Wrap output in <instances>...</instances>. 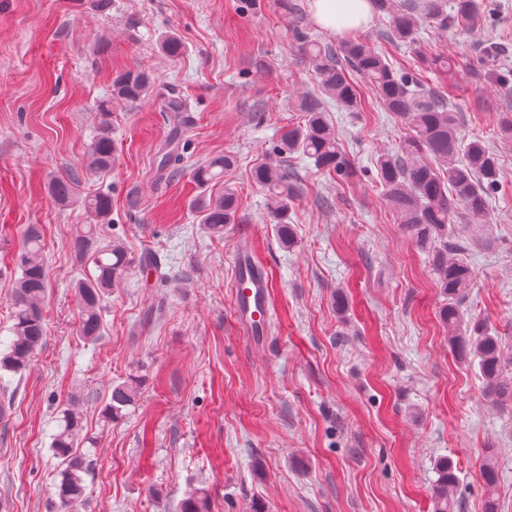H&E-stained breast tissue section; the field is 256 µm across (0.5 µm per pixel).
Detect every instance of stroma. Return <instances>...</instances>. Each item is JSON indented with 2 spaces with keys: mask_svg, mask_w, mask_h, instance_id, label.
<instances>
[{
  "mask_svg": "<svg viewBox=\"0 0 512 512\" xmlns=\"http://www.w3.org/2000/svg\"><path fill=\"white\" fill-rule=\"evenodd\" d=\"M278 0H0V341L11 334L14 262L27 225H37L49 281L46 340L23 373L0 375V512H56L51 443L70 392H80L92 463L86 499L72 512H181L201 492L210 512H433L439 459L452 461L461 512H483L487 459H494L500 512H512V397L482 394L472 361L448 342L447 298L428 254L382 197L375 160L395 153L404 130L371 90L347 112L328 102L355 174L321 173L310 160L288 170L303 193L289 214L286 248L252 168L302 115L289 103L318 84L296 51L294 29L336 35ZM479 33L426 23L397 48L374 19L364 35L396 69L418 53L448 58L449 76L423 72L460 118V136L482 137L503 168L489 228L454 225L473 272L460 302L465 321L501 336L512 378V0ZM187 46L173 60L160 39ZM496 44L495 70L478 65ZM141 67L174 87L191 110L182 129L183 170L157 179L168 116L144 99L112 107L115 161L87 168L99 133L97 105L118 71ZM236 163L225 179L240 223L210 237L191 207L198 164ZM76 175L81 193L112 198V236L132 256L154 254L168 282L132 269L103 307L104 329L78 331L76 279L88 274L71 250L85 211L58 205L51 179ZM268 271L274 326L248 347L233 326V261L241 240ZM344 310H337V297ZM143 381L140 401L105 422L112 382Z\"/></svg>",
  "mask_w": 512,
  "mask_h": 512,
  "instance_id": "35a3bbf8",
  "label": "stroma"
}]
</instances>
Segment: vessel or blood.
Returning <instances> with one entry per match:
<instances>
[{
    "label": "vessel or blood",
    "instance_id": "1",
    "mask_svg": "<svg viewBox=\"0 0 512 512\" xmlns=\"http://www.w3.org/2000/svg\"><path fill=\"white\" fill-rule=\"evenodd\" d=\"M234 325L251 344L263 343L268 334L266 322L271 308L266 270L245 251L235 259Z\"/></svg>",
    "mask_w": 512,
    "mask_h": 512
}]
</instances>
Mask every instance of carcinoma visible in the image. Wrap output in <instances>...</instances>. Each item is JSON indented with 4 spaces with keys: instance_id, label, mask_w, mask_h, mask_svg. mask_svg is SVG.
<instances>
[{
    "instance_id": "cac0c4a2",
    "label": "carcinoma",
    "mask_w": 512,
    "mask_h": 512,
    "mask_svg": "<svg viewBox=\"0 0 512 512\" xmlns=\"http://www.w3.org/2000/svg\"><path fill=\"white\" fill-rule=\"evenodd\" d=\"M371 3L375 14L388 22L387 39L394 45L408 46L415 43L418 28L424 22L434 23L441 29L474 31L483 25L485 9L479 0H455L451 7L448 0H371ZM296 40L298 52L312 65L320 95L336 99L351 111H361L364 99L352 81V74L356 73L375 92L378 105L393 113L407 128L397 154H382L375 161L386 201L415 244L429 250L438 284L448 298L440 318L448 326L450 345L462 357L478 358L487 392L512 395V382L503 375L504 357L499 338L478 324L469 326L463 321L459 301L471 284V269L461 259L448 260V247H464L459 241L448 243V225L460 219L480 227L489 223V208L501 183L496 154L480 138L463 142L457 114L448 106L444 92L437 87H423L421 79L412 72L392 68L369 39L347 38L334 48L298 31ZM161 49L176 59L184 54L185 45L180 37L169 34L162 39ZM153 91L152 78L143 69H128L113 78L110 97L98 105L102 131L87 157L92 172H105L114 161L115 146L108 132L112 103H134ZM320 95L298 98L295 109L304 113V121L288 127L272 146L271 153L275 156L299 153L312 159L318 169L348 178L352 176L351 165L339 147ZM159 99L164 112L179 113L187 109L183 96L174 92ZM433 160L446 163L448 170L439 171L431 164ZM182 161L177 133L173 132L157 152V172L167 177L174 175ZM233 166L234 159L224 155L205 161L193 172L197 187L205 191L220 187L218 194L194 200L202 223L215 238L224 237V226L239 222L236 193L224 184V174ZM251 178L265 191L270 216L279 224L281 243L291 246L294 235L288 213L302 194L300 183L288 169L273 163L254 167ZM51 195L61 205L81 203L93 220L75 237L73 252L79 262L94 266L91 276L75 287L80 301V333L94 340L101 336L103 329L102 304L129 272L132 259L120 240H102V226L112 223L109 195L82 196L78 182L71 176L54 178ZM23 238L17 259L20 275L13 281L11 339L0 355V370L12 374L27 369L46 336L44 245L34 226L26 228ZM435 242L440 246L432 247ZM141 394L142 379L137 375L130 374L112 383L104 417L110 421L121 417L123 411L137 404ZM77 405V396H70L66 407L61 409L58 432L52 441L53 454L59 459L54 485L60 512H70V507L82 501L87 491L83 474L88 472L90 461L80 450L81 415ZM436 475L435 512H454L458 477L446 460L437 463ZM483 477L487 491L484 512H498L497 473L492 463L485 464Z\"/></svg>"
}]
</instances>
